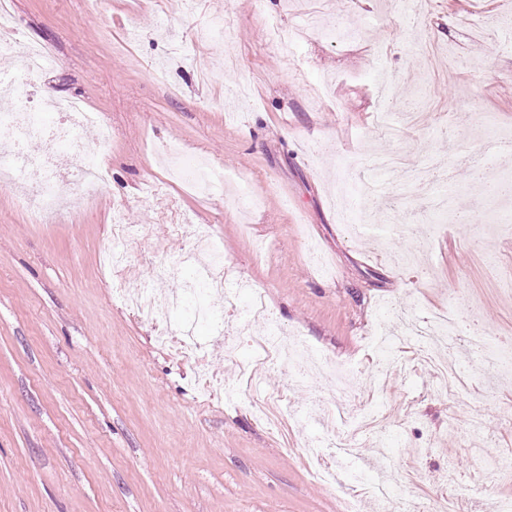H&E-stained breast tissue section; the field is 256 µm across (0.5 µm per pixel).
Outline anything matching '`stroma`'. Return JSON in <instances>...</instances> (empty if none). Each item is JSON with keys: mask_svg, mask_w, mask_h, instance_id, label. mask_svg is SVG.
<instances>
[{"mask_svg": "<svg viewBox=\"0 0 512 512\" xmlns=\"http://www.w3.org/2000/svg\"><path fill=\"white\" fill-rule=\"evenodd\" d=\"M21 47L42 45L54 66L33 97L77 98L111 126L108 145L85 129L58 152L72 171L49 224L0 188V512H344L362 482L413 473L390 512L441 493L512 499L492 457L512 451V376L478 368L466 335L512 343V200L492 203L479 177L512 175V0H12ZM320 14L322 37L271 48L268 24L294 30ZM223 21L222 38L208 36ZM414 112L412 129L375 130L377 113ZM215 166L223 185L203 196L174 179L168 147ZM426 170L372 194L376 155ZM95 156L110 178L77 171ZM258 204L241 212L240 188ZM443 194L474 223L430 206ZM138 234L123 288L157 293L194 280L179 264L175 227L204 224L230 260V281L265 289L278 325L300 330L324 362L349 367L354 411L376 363L367 338L394 328L399 305L421 322L443 308L459 319L454 357L470 393L442 397L405 343L386 375L398 410L368 437L335 483L314 480L308 441L327 425L333 391L266 369L261 392L237 388L264 323L243 301L193 321L185 295L163 323H192L224 388L199 398L195 367L172 362L155 325L112 301L99 252L114 219ZM264 243L256 256V243ZM174 275H155L158 262ZM282 401V424L257 420L258 394ZM292 444L283 452V444Z\"/></svg>", "mask_w": 512, "mask_h": 512, "instance_id": "35a3bbf8", "label": "stroma"}]
</instances>
